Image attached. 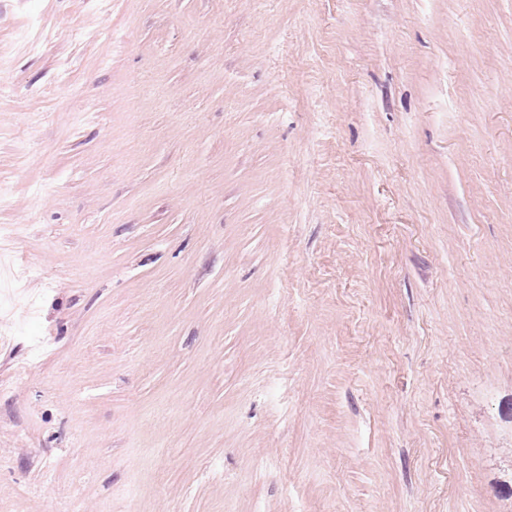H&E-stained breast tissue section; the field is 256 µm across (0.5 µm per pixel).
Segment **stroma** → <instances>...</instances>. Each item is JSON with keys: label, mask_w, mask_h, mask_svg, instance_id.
I'll list each match as a JSON object with an SVG mask.
<instances>
[{"label": "stroma", "mask_w": 512, "mask_h": 512, "mask_svg": "<svg viewBox=\"0 0 512 512\" xmlns=\"http://www.w3.org/2000/svg\"><path fill=\"white\" fill-rule=\"evenodd\" d=\"M0 512L512 507V0H0Z\"/></svg>", "instance_id": "35a3bbf8"}]
</instances>
